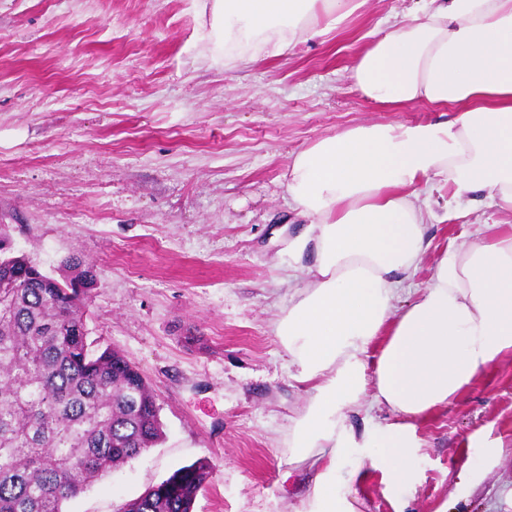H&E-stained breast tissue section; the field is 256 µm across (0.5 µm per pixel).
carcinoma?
I'll list each match as a JSON object with an SVG mask.
<instances>
[{
  "mask_svg": "<svg viewBox=\"0 0 512 512\" xmlns=\"http://www.w3.org/2000/svg\"><path fill=\"white\" fill-rule=\"evenodd\" d=\"M41 273L0 224V512L63 504L163 438L148 383L119 351L98 353L86 313L93 268ZM209 471L192 464L120 512H192Z\"/></svg>",
  "mask_w": 512,
  "mask_h": 512,
  "instance_id": "cac0c4a2",
  "label": "carcinoma"
}]
</instances>
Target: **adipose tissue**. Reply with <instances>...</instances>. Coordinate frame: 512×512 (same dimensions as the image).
<instances>
[{"label": "adipose tissue", "mask_w": 512, "mask_h": 512, "mask_svg": "<svg viewBox=\"0 0 512 512\" xmlns=\"http://www.w3.org/2000/svg\"><path fill=\"white\" fill-rule=\"evenodd\" d=\"M366 0H211L215 50L262 45L273 54L335 29ZM360 94L391 108L455 107L445 123L360 125L297 153L286 191L313 248L305 287L275 322L293 378L309 400L293 426L294 460L318 471L313 512H356L337 500L336 464L366 448L395 485L416 471L415 423L450 404L480 371L512 355V225L446 247L425 288L398 305L426 253L430 216L419 187L454 202L487 193L512 213V0H430L379 31L348 65ZM382 347L374 368L365 356ZM398 414L379 436L350 415Z\"/></svg>", "instance_id": "obj_1"}]
</instances>
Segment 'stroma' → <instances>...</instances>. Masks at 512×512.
I'll return each instance as SVG.
<instances>
[{
    "instance_id": "35a3bbf8",
    "label": "stroma",
    "mask_w": 512,
    "mask_h": 512,
    "mask_svg": "<svg viewBox=\"0 0 512 512\" xmlns=\"http://www.w3.org/2000/svg\"><path fill=\"white\" fill-rule=\"evenodd\" d=\"M421 0H367L288 55L214 57L197 0H0V224L13 247L60 276L93 266L86 316L98 347L149 383L163 440L98 479L64 512H119L201 464L193 512H300L314 474L293 464L308 400L274 324L306 281L303 226L285 190L293 156L360 124L452 119L413 102L392 111L355 89L347 66ZM466 218L427 226L438 253L512 214L477 194ZM418 467L403 488L347 449L337 498L358 512H512V358L417 422Z\"/></svg>"
}]
</instances>
